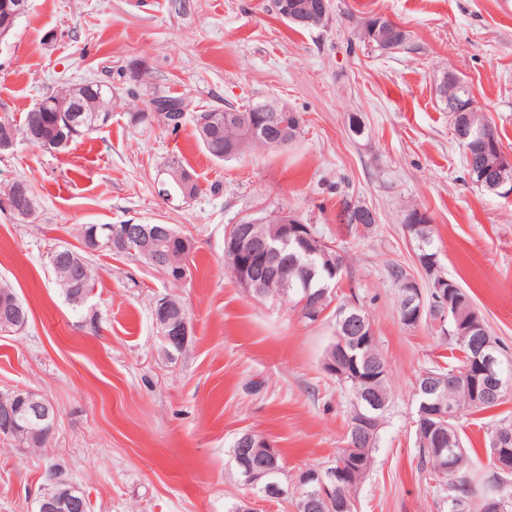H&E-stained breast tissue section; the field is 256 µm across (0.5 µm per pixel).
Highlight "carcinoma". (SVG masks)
Wrapping results in <instances>:
<instances>
[{"label":"carcinoma","mask_w":512,"mask_h":512,"mask_svg":"<svg viewBox=\"0 0 512 512\" xmlns=\"http://www.w3.org/2000/svg\"><path fill=\"white\" fill-rule=\"evenodd\" d=\"M308 1L313 8L321 12L331 11V0H273L274 9L280 10L288 6L293 13L300 11L303 2ZM355 40L369 45L380 51L393 52L406 49L409 46L408 32H396L391 27V20L384 16H372L359 28ZM439 96L444 103L451 100H465L472 98L469 87L458 77L451 76L448 82L439 87ZM120 89L112 87L110 80H92L80 84L62 83L42 96L39 106L29 109L19 127H14L9 121L0 122V144L14 141L15 135L20 134L30 144L42 148L44 142L49 141V151L60 152L66 150L77 138L92 134L112 121V112L121 102ZM151 112H137L131 115V124H136L147 117L155 119L164 125L176 130L180 123L172 122L171 112L185 113L188 104L179 97L169 95H156L149 101ZM452 126L462 123L474 131H487L498 136L496 130L485 120L479 111L450 113ZM279 123L289 130L288 140L293 141L300 135L302 117L293 109L279 113ZM194 125L197 141L207 154L217 160H226L231 156L233 145H238L240 151L256 146H270L266 140L268 132L259 131L252 136L245 134L242 129L226 122L224 112H198L194 116ZM472 156H464L465 170L470 175V181L485 190L490 185L480 180L479 162L481 153L479 147H471ZM167 168L180 169L189 177L184 187L174 186L172 193L177 195L188 192L197 194V184L191 178V173L183 166L172 160ZM339 221L349 233H357L362 229H369L376 223L374 212L367 206L354 205L349 201L343 203L339 213ZM112 233L110 224H89L84 229V243L90 250L96 249V241L108 240ZM191 243L186 238L167 236L158 243L157 252L170 263L165 268L166 273L173 274L171 265H176L182 274L188 273V257ZM49 265L55 275L58 285L66 298H71L87 287L93 291L96 277L91 259L68 246L58 245L48 252ZM336 263L341 270L345 264V256L341 245L323 253L308 254L304 251H288V277L292 288L288 290V299L300 300L305 295L320 297V291L329 287V271L327 264ZM427 280V308L423 319L444 321V313L435 300L436 285L443 282L446 276L442 273L439 264H423ZM390 276L398 286V313L404 316L405 298L404 289L401 288L410 274L399 266L390 269ZM447 335L450 342L451 358L457 365L448 368L434 366L427 369L429 373L446 375L450 372L463 373L471 361L473 349L486 342L496 346L498 354H503L504 348L489 332L478 336L474 333L462 336L454 329V324H448ZM335 351H344L347 371L343 376H334L336 382L349 388L351 410L347 423L346 447L336 455L334 465L336 468L348 467L352 457L361 456L364 472H369L372 465V448L381 429L384 413L389 403L390 390L387 384V365L379 352L377 343L367 344L355 342L348 337H336L332 343ZM419 399L418 411L425 410L426 406H434L441 401H450L454 405V416L447 421L449 428L444 430L443 449L436 448L432 443L416 440L419 450L420 473L424 480L439 487L445 494L448 502V512H472L473 509H482L476 488L491 489L496 482L495 474L491 473L483 484H478L470 476V463L461 446L459 430V414L464 411L480 413L500 405L498 400L475 399L474 392L468 380L461 378L448 387L446 391L426 394L417 393ZM366 417L374 421L376 431L363 440L357 441L353 437L352 426L359 417ZM358 486L356 482H349L336 487L334 497L327 500L322 497L319 480L306 487L312 495V507L307 512H355L352 491Z\"/></svg>","instance_id":"cac0c4a2"}]
</instances>
